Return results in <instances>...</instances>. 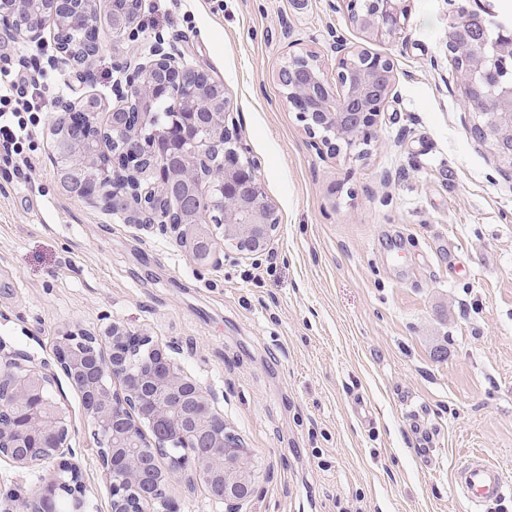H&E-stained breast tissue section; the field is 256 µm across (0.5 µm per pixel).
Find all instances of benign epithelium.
<instances>
[{"label": "benign epithelium", "mask_w": 512, "mask_h": 512, "mask_svg": "<svg viewBox=\"0 0 512 512\" xmlns=\"http://www.w3.org/2000/svg\"><path fill=\"white\" fill-rule=\"evenodd\" d=\"M350 23L367 38L392 36L405 28L406 0H345ZM57 27L96 31L93 0H41ZM140 0H108L104 13L112 19V36L133 40L140 24ZM4 31L37 46L45 27L24 6V0H0ZM454 43L484 60L487 51L512 57V31L488 47L475 36L479 16L469 11L450 22ZM57 53L84 83L93 81L90 68L99 52L92 36L75 57L60 43ZM336 81L325 75L316 53H292L277 79L284 97L299 115L305 132L326 152L360 158L386 101L395 94L394 62L355 49L336 39ZM460 97L474 107L479 140L489 145L498 164L512 179V82L487 87L483 64L470 66L457 83ZM117 105L109 127L118 134L119 149L104 154L92 117L98 104L64 102L54 128L52 162L62 189L104 211L125 216L131 224L163 226L175 234L200 265L216 261L215 240L201 184L221 196L218 224L224 240L239 251L259 256L279 226L255 165L237 146L228 125L233 102L225 87L205 71L180 64L158 41L125 78H116ZM162 99L178 103L169 122L155 121ZM152 124L151 137L140 128ZM112 349L102 357L98 335L68 331L57 345V359L78 387L83 407L102 445V464L110 489V512H145L164 499L168 475L193 463L195 478L227 512L257 493L248 449L227 431L198 384L181 374L168 355L148 336L119 323L105 332ZM120 379L124 394L112 392ZM50 376L16 359L0 367V457L19 468L59 460L49 480L18 503L16 512H56L60 497L72 498L74 512L87 508L86 486L78 467L63 460L68 450L69 421L49 386ZM146 422L155 446L144 441L136 420ZM173 448L167 472L160 471L155 449Z\"/></svg>", "instance_id": "obj_1"}]
</instances>
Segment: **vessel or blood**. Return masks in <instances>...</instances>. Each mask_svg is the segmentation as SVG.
Instances as JSON below:
<instances>
[{"label":"vessel or blood","instance_id":"1","mask_svg":"<svg viewBox=\"0 0 512 512\" xmlns=\"http://www.w3.org/2000/svg\"><path fill=\"white\" fill-rule=\"evenodd\" d=\"M453 481L458 494L473 506L500 503L512 496V479L479 453L456 466Z\"/></svg>","mask_w":512,"mask_h":512}]
</instances>
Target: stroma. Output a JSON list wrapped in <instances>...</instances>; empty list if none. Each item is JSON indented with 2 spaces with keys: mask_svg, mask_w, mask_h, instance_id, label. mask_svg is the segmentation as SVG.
Returning <instances> with one entry per match:
<instances>
[{
  "mask_svg": "<svg viewBox=\"0 0 512 512\" xmlns=\"http://www.w3.org/2000/svg\"><path fill=\"white\" fill-rule=\"evenodd\" d=\"M448 12V0H409L399 34L369 39L344 0H142L136 40L99 21L88 85L60 60L53 27L39 47L0 30V45L68 84V100L95 96L100 124L114 72L164 41L223 82L279 218L259 257L214 227L221 262L202 266L161 224L67 195L51 162L55 98L25 176L0 163V352L50 376L88 512H109L110 491L56 345L84 329L109 355L112 322L150 336L249 449L258 492L236 512H512V500L470 507L452 483L474 452L512 477V181L456 91ZM339 37L396 68L362 159L316 150L277 82L304 50L334 73ZM415 411L442 431L425 457ZM51 470L0 458V512ZM166 498L175 512H226L187 469Z\"/></svg>",
  "mask_w": 512,
  "mask_h": 512,
  "instance_id": "stroma-1",
  "label": "stroma"
}]
</instances>
